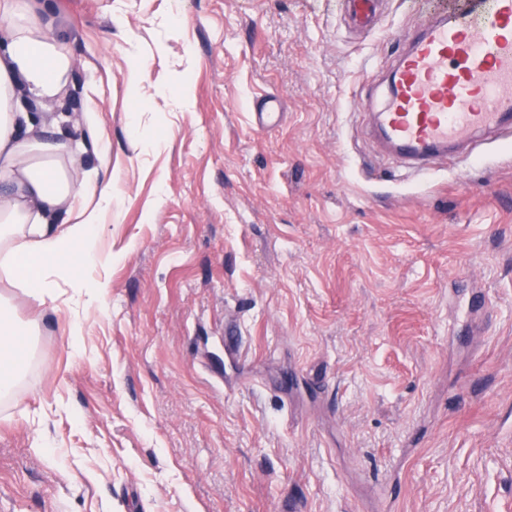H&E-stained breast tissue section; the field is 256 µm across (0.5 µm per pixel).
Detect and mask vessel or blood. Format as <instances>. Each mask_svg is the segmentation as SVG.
I'll use <instances>...</instances> for the list:
<instances>
[{"mask_svg":"<svg viewBox=\"0 0 512 512\" xmlns=\"http://www.w3.org/2000/svg\"><path fill=\"white\" fill-rule=\"evenodd\" d=\"M376 127L418 168L512 132V0H452L408 35Z\"/></svg>","mask_w":512,"mask_h":512,"instance_id":"1","label":"vessel or blood"}]
</instances>
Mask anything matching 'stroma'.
<instances>
[{"mask_svg": "<svg viewBox=\"0 0 512 512\" xmlns=\"http://www.w3.org/2000/svg\"><path fill=\"white\" fill-rule=\"evenodd\" d=\"M50 3L54 109L95 114L119 176L111 288L88 309L57 276L43 311L0 276L39 321L0 512H506L512 138L422 179L375 131L403 33L448 0L367 26L348 0ZM280 109V103L276 98L267 97L261 101L255 108L253 116L255 124L259 129H267L271 126L274 118H279L283 112H277Z\"/></svg>", "mask_w": 512, "mask_h": 512, "instance_id": "stroma-1", "label": "stroma"}]
</instances>
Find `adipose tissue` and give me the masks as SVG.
Here are the masks:
<instances>
[{
    "label": "adipose tissue",
    "mask_w": 512,
    "mask_h": 512,
    "mask_svg": "<svg viewBox=\"0 0 512 512\" xmlns=\"http://www.w3.org/2000/svg\"><path fill=\"white\" fill-rule=\"evenodd\" d=\"M53 25L44 0H0V272L39 307L54 302L55 278L67 272L92 306L110 284H85L81 272L104 260L98 243L118 187L93 114L71 129L49 111L68 94L72 68ZM88 153L97 173L75 180ZM36 333L0 297L1 401L14 396Z\"/></svg>",
    "instance_id": "adipose-tissue-1"
}]
</instances>
